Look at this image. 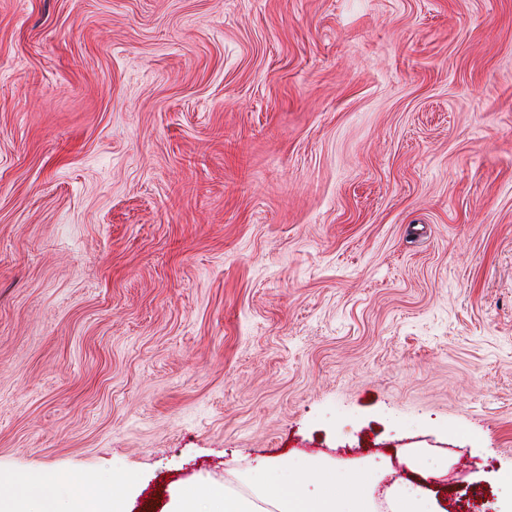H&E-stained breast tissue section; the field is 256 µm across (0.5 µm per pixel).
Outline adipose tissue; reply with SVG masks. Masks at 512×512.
Listing matches in <instances>:
<instances>
[{"instance_id":"1","label":"adipose tissue","mask_w":512,"mask_h":512,"mask_svg":"<svg viewBox=\"0 0 512 512\" xmlns=\"http://www.w3.org/2000/svg\"><path fill=\"white\" fill-rule=\"evenodd\" d=\"M401 461L409 477H393L389 460L379 454L342 465L311 456L286 462L262 457L249 472L224 483L172 489L164 512H375L380 496L388 512H437L431 489L447 482V457L409 448ZM61 481L52 471L0 476V512H130L128 503L116 496L51 494V486Z\"/></svg>"}]
</instances>
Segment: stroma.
<instances>
[{
	"instance_id": "1",
	"label": "stroma",
	"mask_w": 512,
	"mask_h": 512,
	"mask_svg": "<svg viewBox=\"0 0 512 512\" xmlns=\"http://www.w3.org/2000/svg\"><path fill=\"white\" fill-rule=\"evenodd\" d=\"M404 448L502 512L512 0H0V474Z\"/></svg>"
}]
</instances>
